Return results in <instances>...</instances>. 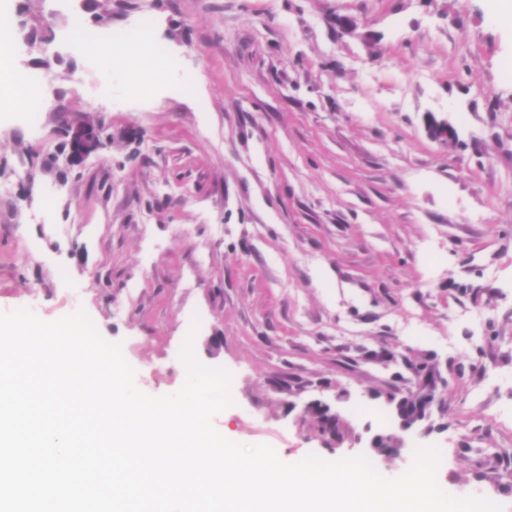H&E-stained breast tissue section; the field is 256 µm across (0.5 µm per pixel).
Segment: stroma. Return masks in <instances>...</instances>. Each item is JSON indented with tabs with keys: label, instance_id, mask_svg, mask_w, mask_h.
Here are the masks:
<instances>
[{
	"label": "stroma",
	"instance_id": "35a3bbf8",
	"mask_svg": "<svg viewBox=\"0 0 512 512\" xmlns=\"http://www.w3.org/2000/svg\"><path fill=\"white\" fill-rule=\"evenodd\" d=\"M5 4L53 40L11 47L43 108L0 112V312L85 310L151 396L192 341L231 376L217 431L287 463L391 433L381 393L423 361L448 380L440 487L512 448V34L488 0H112L107 32L148 22L167 60L139 97L120 44L72 54L85 0ZM68 120L110 134L76 166ZM313 402L352 440L322 447ZM426 130L432 140L446 145L454 142L457 137L456 129L448 122V119H439L432 114L429 115Z\"/></svg>",
	"mask_w": 512,
	"mask_h": 512
}]
</instances>
